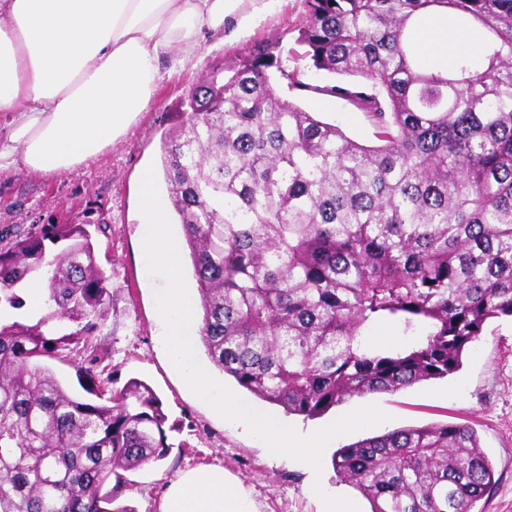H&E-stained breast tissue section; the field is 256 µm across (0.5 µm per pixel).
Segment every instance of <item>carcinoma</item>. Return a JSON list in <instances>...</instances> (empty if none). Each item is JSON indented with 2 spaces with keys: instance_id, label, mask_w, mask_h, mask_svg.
I'll use <instances>...</instances> for the list:
<instances>
[{
  "instance_id": "carcinoma-1",
  "label": "carcinoma",
  "mask_w": 512,
  "mask_h": 512,
  "mask_svg": "<svg viewBox=\"0 0 512 512\" xmlns=\"http://www.w3.org/2000/svg\"><path fill=\"white\" fill-rule=\"evenodd\" d=\"M296 43L313 84L258 43L188 96L162 170L189 251L210 362L288 415L445 378L494 318H512V0H305ZM448 8L482 32L445 72L423 66L409 22ZM364 112L378 144L288 96ZM0 307L34 274L69 325L0 323V512L112 507L125 473L169 448L162 403L131 379L110 397L86 369L69 394L42 357L80 351L110 298L83 224L0 237ZM63 244L54 253L50 246ZM418 333L371 345L381 321ZM338 477L371 512H471L493 482L463 423L396 428L339 448Z\"/></svg>"
}]
</instances>
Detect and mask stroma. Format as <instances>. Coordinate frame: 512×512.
<instances>
[{"label":"stroma","instance_id":"35a3bbf8","mask_svg":"<svg viewBox=\"0 0 512 512\" xmlns=\"http://www.w3.org/2000/svg\"><path fill=\"white\" fill-rule=\"evenodd\" d=\"M306 16L305 0H280L245 32L230 39L203 41L198 53L157 89L129 132L104 155L72 171L44 176L27 171L0 173V233L38 232L52 224H84L92 235L97 261L109 279L112 297L106 320L92 338L102 355L95 369L105 392L130 379L149 384L167 415L165 458L129 473L130 483L117 499L131 512H159L165 486L186 469L221 466L249 487L259 512H321L319 498L306 489L308 473L291 458H277L187 391L162 346L155 291L138 250V183L141 171L160 166L166 135L179 126L191 90L225 61L254 44L280 42L288 69L307 71L314 83L324 75L308 72L293 52L297 29ZM300 106L349 137L375 141L365 113L345 101L323 95L300 99ZM369 405L386 422L341 438L348 445L401 427L431 422H466L480 438L495 468V483L472 512H512V320L496 319L484 329L448 377L421 382L393 394L352 396L323 416L290 415L286 424L306 433Z\"/></svg>","mask_w":512,"mask_h":512}]
</instances>
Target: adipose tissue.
Listing matches in <instances>:
<instances>
[{
  "label": "adipose tissue",
  "mask_w": 512,
  "mask_h": 512,
  "mask_svg": "<svg viewBox=\"0 0 512 512\" xmlns=\"http://www.w3.org/2000/svg\"><path fill=\"white\" fill-rule=\"evenodd\" d=\"M279 0H0V172L54 175L111 149L166 68L183 66L226 20L244 30ZM423 59L451 66L470 44L440 18L418 29ZM160 512H259L220 467L182 471Z\"/></svg>",
  "instance_id": "1"
}]
</instances>
